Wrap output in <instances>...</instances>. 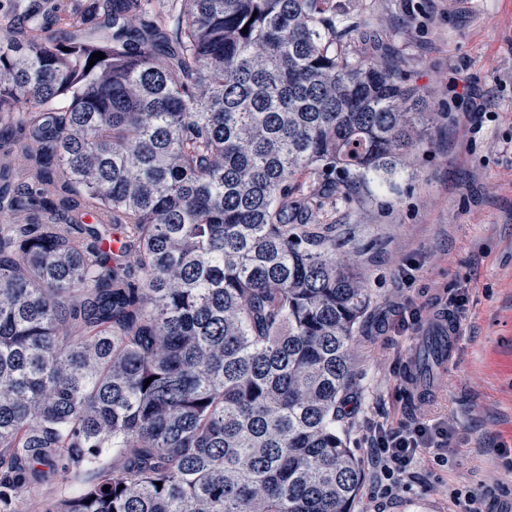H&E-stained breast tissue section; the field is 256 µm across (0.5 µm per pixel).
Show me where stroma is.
I'll use <instances>...</instances> for the list:
<instances>
[{"label": "stroma", "mask_w": 512, "mask_h": 512, "mask_svg": "<svg viewBox=\"0 0 512 512\" xmlns=\"http://www.w3.org/2000/svg\"><path fill=\"white\" fill-rule=\"evenodd\" d=\"M398 58L436 112L427 143L391 181L355 183L328 220L365 270L372 302L351 343L337 424L362 478L351 512H512V0H334ZM457 298L446 367L418 357L434 312ZM411 302L417 321L401 320ZM448 425L391 491L371 429L409 417Z\"/></svg>", "instance_id": "stroma-1"}]
</instances>
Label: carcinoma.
Segmentation results:
<instances>
[{"instance_id": "1", "label": "carcinoma", "mask_w": 512, "mask_h": 512, "mask_svg": "<svg viewBox=\"0 0 512 512\" xmlns=\"http://www.w3.org/2000/svg\"><path fill=\"white\" fill-rule=\"evenodd\" d=\"M10 2L0 149L33 173L0 171V512L82 471L45 512H351L371 294L319 213L420 150L425 99L336 49L331 0H99L58 36Z\"/></svg>"}]
</instances>
